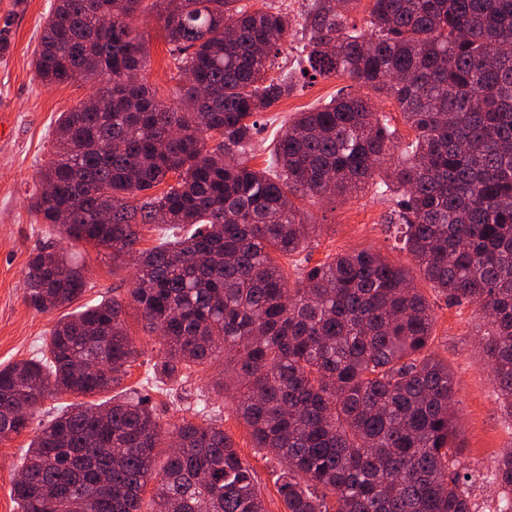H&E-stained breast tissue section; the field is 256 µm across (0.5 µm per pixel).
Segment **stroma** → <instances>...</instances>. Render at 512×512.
<instances>
[{
  "label": "stroma",
  "instance_id": "1",
  "mask_svg": "<svg viewBox=\"0 0 512 512\" xmlns=\"http://www.w3.org/2000/svg\"><path fill=\"white\" fill-rule=\"evenodd\" d=\"M53 0H0V368L37 355L65 309L39 311L27 301L24 272L30 258L40 249L63 247L74 261L83 265L85 292L80 305L91 306L116 298L126 302L125 320L140 350L121 384L112 393L80 397L63 394L47 397L42 411L68 404L99 403L110 395L138 392L146 396L162 421L177 424L217 420L235 448L252 467L267 512H284L278 492L281 463L256 448L248 427L233 411L232 401L213 390V383L224 371L217 361L194 368L187 382L161 381L152 368L159 359L160 343L143 328V321L128 305L133 285L131 263L113 261L106 250L87 243L62 240L42 216L32 211L30 198L39 188L41 171L55 156L52 129L60 112L92 96L94 82L78 79L45 87L37 78L33 55L42 25ZM254 7L272 8L292 22L290 37L283 44L271 69V77L291 73L299 87L290 97L260 112L252 141L254 168L268 165L277 140L289 118L328 103L348 86L345 77L302 78L300 67L307 37L303 19L314 0H249ZM141 32L147 47V63L142 78L159 101L176 105L182 82L169 54V45L160 24L149 22ZM297 205L305 223L317 230L299 253L282 259L288 276H296L306 263L326 261L342 252L373 249L396 265L412 268L413 262L401 248L395 228L386 224L395 207L394 196L369 185L356 196L301 198ZM435 317L432 352L447 362L457 387L461 470L469 476L472 512H496L501 489L494 477L498 457L512 451V419L505 414L488 368L477 356L479 321L467 303H451L434 291H427ZM209 403L208 414H198L197 401ZM31 439L22 433L0 443V512H20L11 494L21 450Z\"/></svg>",
  "mask_w": 512,
  "mask_h": 512
}]
</instances>
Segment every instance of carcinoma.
<instances>
[{"label":"carcinoma","instance_id":"carcinoma-1","mask_svg":"<svg viewBox=\"0 0 512 512\" xmlns=\"http://www.w3.org/2000/svg\"><path fill=\"white\" fill-rule=\"evenodd\" d=\"M360 2L314 0L302 74L386 94L414 140L394 157L388 119L342 90L288 123L270 173L249 165L248 149L257 114L298 88L286 73L267 78L288 16L241 0H154L188 76L173 108L130 78L145 62L144 0H55L37 77L97 89L60 113L32 207L69 240L138 257L129 301L160 340V376L185 381L224 360L217 387L282 463L286 512H471L455 380L430 352L433 310L409 271L364 249L291 282L273 254L312 233L293 196L349 198L381 177L421 277L475 306L481 358L512 416V0H369L367 32L349 24ZM159 223L167 240L138 249L140 226ZM25 284L40 311L72 305L86 286L63 249L33 255ZM124 311L114 298L67 314L37 358L0 368V442L30 428L50 395L121 383L138 356ZM20 464L21 512H46L48 497L52 512H142L150 482L151 512H265L223 427L166 424L137 392L62 407ZM496 479L500 512H512L511 454Z\"/></svg>","mask_w":512,"mask_h":512}]
</instances>
